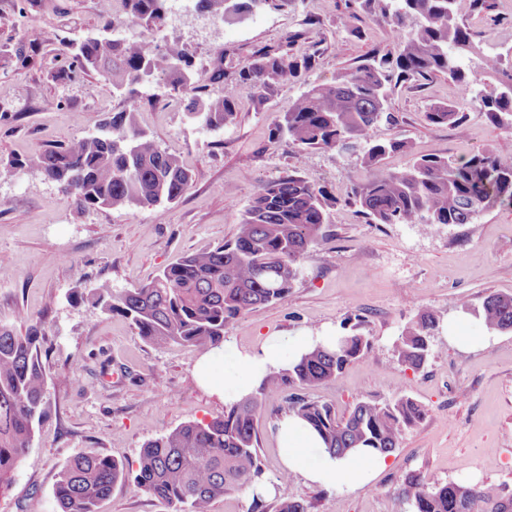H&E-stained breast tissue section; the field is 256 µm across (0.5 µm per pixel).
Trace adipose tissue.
<instances>
[{"label":"adipose tissue","mask_w":512,"mask_h":512,"mask_svg":"<svg viewBox=\"0 0 512 512\" xmlns=\"http://www.w3.org/2000/svg\"><path fill=\"white\" fill-rule=\"evenodd\" d=\"M335 331L269 338L260 350L232 345L207 350L195 367L197 382L225 405L241 401L269 373L285 369L315 347L335 348ZM283 466L307 484L352 491L367 485L386 465L384 455L359 448L335 457L325 453L319 435L298 415H283L276 424Z\"/></svg>","instance_id":"obj_1"}]
</instances>
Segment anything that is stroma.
<instances>
[{"label": "stroma", "instance_id": "35a3bbf8", "mask_svg": "<svg viewBox=\"0 0 512 512\" xmlns=\"http://www.w3.org/2000/svg\"><path fill=\"white\" fill-rule=\"evenodd\" d=\"M491 4L481 12L468 0L459 4L478 47L467 60L472 67L485 55L512 61V0ZM347 11L348 0H296L285 9L257 8L228 26L187 7L158 38L188 45L205 95L220 96L224 83L216 71L233 72L257 49L289 41L294 52L319 54L304 83L284 85L260 105L243 98L234 121L210 131L188 117L186 99L166 79L126 98L97 73L64 70L62 42L100 30L99 0H0V325L21 333L41 325L47 373L46 415L26 461L0 486V512H25L34 500L41 512H57V474L75 456L95 450L132 465L148 441L223 415V401L194 379L200 350L155 347L122 316L73 300L70 292L100 281L130 288L232 238L257 189L289 170L334 198L330 235L310 251L288 297L240 316L226 327L225 341L251 350L273 336L336 329L362 315L372 356L312 389L311 397L340 415L360 400L400 395L427 410L363 488L346 494L298 477L290 496L308 512H405L403 480L411 471L512 495V333L490 335L478 321L464 320L469 335L488 336V343L471 350L438 335L417 372L394 350L419 311H434L446 325L461 318V297L478 302L491 293L512 294V206L486 210L471 224H369L345 202L352 181L365 176L356 157L301 156L268 143L271 124L305 85L334 83L371 53L392 49L388 26L361 9L342 24ZM132 102L139 123L193 174L176 203L83 209L55 183L19 167L29 153L67 144ZM435 102L458 106L466 120L428 124L424 112ZM389 109L395 123L372 135L407 139L412 155L459 158L485 149L512 155V129L492 126L447 75L397 85ZM287 411L286 399H273L258 418L259 455L272 483L282 470L275 422ZM101 512L172 509L126 483L114 488Z\"/></svg>", "mask_w": 512, "mask_h": 512}]
</instances>
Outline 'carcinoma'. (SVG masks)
I'll return each instance as SVG.
<instances>
[{"mask_svg": "<svg viewBox=\"0 0 512 512\" xmlns=\"http://www.w3.org/2000/svg\"><path fill=\"white\" fill-rule=\"evenodd\" d=\"M125 21L145 29L135 38L114 37L112 0H102V34L63 44L68 68L95 71L117 93L158 76L188 100L191 118L210 129L234 120L240 100L260 105L277 88L299 81L316 65L317 52L295 54L264 48L238 67L219 97H205L184 71L192 66L187 45L160 46L155 34L167 24L171 0H122ZM296 0H197L196 9L213 19L242 21L264 5L289 7ZM460 0H359L378 14L394 35L393 49L338 75L332 84L314 85L289 102L272 123L269 144L305 155L336 151L357 155L367 176L352 184L346 203L369 224H470L483 211L512 203V156L486 150L469 157H413L400 171L381 170L395 152L411 153L405 139L380 140L372 131L392 124L388 110L392 86L444 73L464 91L488 76L497 84L481 90L472 104L495 126L512 118V63L485 56L472 70L464 52L473 48L469 29L458 17ZM131 105L101 120L94 130L66 146L36 150L16 162L56 183L77 206L112 210L171 204L188 190L192 173L180 157L160 147L137 119ZM434 125H458L464 113L446 103L425 112ZM327 190L297 172L261 185L245 210L234 237L201 253L182 257L150 281L112 290L107 282L71 291L75 300L90 293L94 303L130 322L149 343L202 350L224 344L225 328L242 314L286 299L310 250L329 237ZM458 308L493 333L512 332V295L489 294L475 303L467 297ZM360 315L341 323L336 348L318 347L299 363L268 375L255 390L224 414L209 421L183 424L141 449L136 469L88 451L59 472L55 496L61 512H99L114 487L131 482L142 493L163 501L175 512H210L225 493L251 486L264 477L258 454L257 421L263 402L287 395L289 409L322 438L325 450L341 456L353 448L391 454L402 434L422 423L426 411L416 399L363 400L339 416L333 405L311 400L301 391L334 380L372 353ZM440 318L423 310L396 341L401 363L417 372L428 362L440 333ZM40 331L18 333L0 325V486L25 461L36 426L46 414L47 375ZM407 512H512V496L491 498L479 487L404 477Z\"/></svg>", "mask_w": 512, "mask_h": 512, "instance_id": "carcinoma-1", "label": "carcinoma"}]
</instances>
